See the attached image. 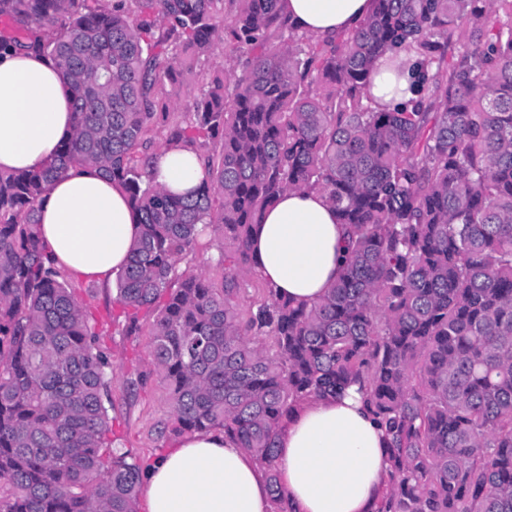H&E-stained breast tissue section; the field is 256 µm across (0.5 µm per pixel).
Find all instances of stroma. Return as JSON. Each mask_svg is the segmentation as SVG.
I'll use <instances>...</instances> for the list:
<instances>
[{
    "mask_svg": "<svg viewBox=\"0 0 512 512\" xmlns=\"http://www.w3.org/2000/svg\"><path fill=\"white\" fill-rule=\"evenodd\" d=\"M233 72L222 51H215L205 61L185 73L180 87L171 93L170 124L184 125L191 121L193 98L205 89L217 70ZM230 240L213 233L199 242L189 257L187 269L202 271L216 284L224 280L225 270L218 265L221 252L232 250ZM153 315L139 317V328L127 333L124 323H113L103 344L114 368L110 390L113 431L118 447L142 462H150L171 444L174 436L170 423V392L157 371L150 350L149 335Z\"/></svg>",
    "mask_w": 512,
    "mask_h": 512,
    "instance_id": "35a3bbf8",
    "label": "stroma"
}]
</instances>
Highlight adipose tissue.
I'll use <instances>...</instances> for the list:
<instances>
[{
    "instance_id": "ef3b65f1",
    "label": "adipose tissue",
    "mask_w": 512,
    "mask_h": 512,
    "mask_svg": "<svg viewBox=\"0 0 512 512\" xmlns=\"http://www.w3.org/2000/svg\"><path fill=\"white\" fill-rule=\"evenodd\" d=\"M375 0H281L299 32L334 38L355 28ZM75 126L61 66L33 52L0 51V171L52 161ZM205 164L188 144L160 149L153 177L184 195ZM37 231L60 271L105 281L128 263L140 233L125 192L93 166L71 167L40 203ZM346 228L317 189L287 191L251 236L255 274L280 297L310 306L335 282ZM279 471L291 512H376L389 469L386 431L353 385L337 397L309 399L276 436ZM144 512H273L264 466L222 429L180 436L146 467Z\"/></svg>"
}]
</instances>
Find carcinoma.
Segmentation results:
<instances>
[{
    "instance_id": "1",
    "label": "carcinoma",
    "mask_w": 512,
    "mask_h": 512,
    "mask_svg": "<svg viewBox=\"0 0 512 512\" xmlns=\"http://www.w3.org/2000/svg\"><path fill=\"white\" fill-rule=\"evenodd\" d=\"M0 23V50L64 65L76 116L58 163L0 173V512H137L143 465L107 447L105 323L37 232L71 166L99 168L138 217L114 303L131 330L156 313L172 431L224 429L265 466L274 512L280 423L350 384L388 435L376 512H512V0H376L331 41L279 0H0ZM218 47L240 74L210 79L167 142L222 153L196 193L167 194L151 133L167 87ZM403 54L413 97L378 112L375 64ZM313 188L349 228L336 282L311 307L265 287L242 311L252 228ZM200 224L236 244L219 288L179 271Z\"/></svg>"
}]
</instances>
